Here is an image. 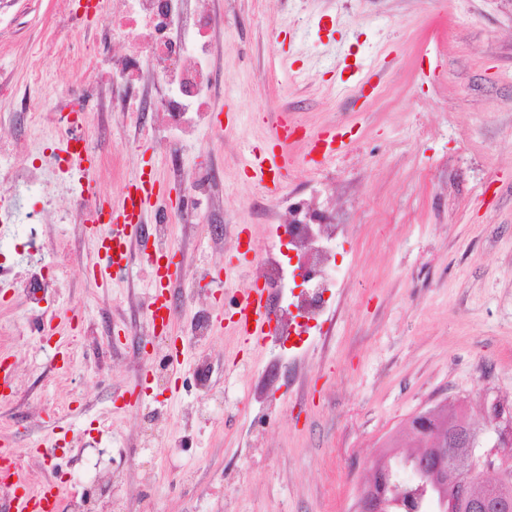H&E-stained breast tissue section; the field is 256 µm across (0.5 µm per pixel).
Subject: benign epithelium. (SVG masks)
Listing matches in <instances>:
<instances>
[{"instance_id": "obj_1", "label": "benign epithelium", "mask_w": 512, "mask_h": 512, "mask_svg": "<svg viewBox=\"0 0 512 512\" xmlns=\"http://www.w3.org/2000/svg\"><path fill=\"white\" fill-rule=\"evenodd\" d=\"M441 416L435 411L412 417L415 428L431 427L426 447L405 456L417 490L430 498L432 512H512V438L500 433L504 419L499 407H492L479 423L459 434L456 447H448ZM497 432L493 449L480 452L483 428ZM495 472L492 481L485 479ZM360 512H387L381 495L368 491L361 498Z\"/></svg>"}]
</instances>
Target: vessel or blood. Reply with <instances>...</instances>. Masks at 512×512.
I'll return each mask as SVG.
<instances>
[{
  "instance_id": "1",
  "label": "vessel or blood",
  "mask_w": 512,
  "mask_h": 512,
  "mask_svg": "<svg viewBox=\"0 0 512 512\" xmlns=\"http://www.w3.org/2000/svg\"><path fill=\"white\" fill-rule=\"evenodd\" d=\"M296 127L295 121L285 112L276 113L270 128L271 145L252 148L248 166L254 181L269 191L280 189L283 179L294 167L295 160L288 153L289 139ZM345 133L336 126L308 131L306 141L309 162L318 164L343 145ZM56 146L69 157L83 177L74 189L79 195L93 197L95 218L87 231L93 246L90 271L101 287H109L113 273L126 270L132 260H139L152 275L154 294L148 308L153 329L168 335L173 324L168 315L167 288L173 276L165 263L174 259L173 250L145 248L133 252L132 244L142 224L143 216L165 195L163 186L152 174L141 173L126 183L118 199L99 194L88 177L94 157L87 141L81 135H61ZM237 336L247 343H260L271 330L270 296L263 288L254 286L240 292L236 308L230 318ZM17 455L13 439L0 436V479L11 482L15 491L6 503L7 512H61L63 489L56 479L48 478L38 487H31L25 476L14 465Z\"/></svg>"
}]
</instances>
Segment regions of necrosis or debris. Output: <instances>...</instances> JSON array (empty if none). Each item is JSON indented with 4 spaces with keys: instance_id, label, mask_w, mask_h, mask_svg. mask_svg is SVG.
Here are the masks:
<instances>
[{
    "instance_id": "obj_1",
    "label": "necrosis or debris",
    "mask_w": 512,
    "mask_h": 512,
    "mask_svg": "<svg viewBox=\"0 0 512 512\" xmlns=\"http://www.w3.org/2000/svg\"><path fill=\"white\" fill-rule=\"evenodd\" d=\"M184 2L124 0L123 10L105 17V28L126 46L122 56L112 58L105 75L112 86L113 105L127 116L158 112L178 124L193 101L210 94L211 81L203 66L210 46L183 39ZM141 82L150 84L153 94L129 96V88ZM48 164L61 174L69 172L68 158L59 151L44 148L20 158L13 144L0 141L1 185L34 192ZM287 205L292 219L277 225L275 233L288 237L296 263L283 262L273 249L257 261L263 288L288 298V310L273 313L272 334L278 339L322 330L327 321L323 295L336 286V249L345 236L344 225L313 199H291ZM301 269L309 271L310 277L306 291L298 293L292 284Z\"/></svg>"
}]
</instances>
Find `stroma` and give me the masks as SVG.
I'll return each instance as SVG.
<instances>
[{
    "mask_svg": "<svg viewBox=\"0 0 512 512\" xmlns=\"http://www.w3.org/2000/svg\"><path fill=\"white\" fill-rule=\"evenodd\" d=\"M223 15L213 34L209 106L216 119L175 154L163 118L139 140L123 113L101 137L83 133L106 195L150 169L178 192V173L214 167L216 200L200 199L222 225L169 226L183 282L205 279L193 301L173 288L182 353L166 371L145 369L154 346L146 317L148 271L132 264L103 288L64 179L46 171L45 224L0 227V265L24 279L61 268L45 301L0 287V351L15 359L13 396L0 405V435L18 442L31 486L53 475L65 498L99 502L120 489L126 512H357L375 461L412 452L409 422L428 409L474 420L512 412V0H190ZM56 45L67 66L46 58ZM124 44L86 26L64 0H16L0 9V79L16 97L56 100L92 85V72ZM371 75L358 86L362 75ZM288 112L314 129L343 127L346 146L321 164L299 160L279 193L243 164L271 116ZM0 126L23 148L51 145L54 127L26 113ZM317 196L346 227L342 271L322 333L243 343L216 327L249 274L234 275L242 244L272 247L290 214L286 196ZM43 245L29 255L28 233ZM71 314L43 341L41 318ZM210 336L197 343L199 322ZM134 404L121 395L135 385ZM59 440L54 456L31 455Z\"/></svg>",
    "mask_w": 512,
    "mask_h": 512,
    "instance_id": "obj_1",
    "label": "stroma"
}]
</instances>
